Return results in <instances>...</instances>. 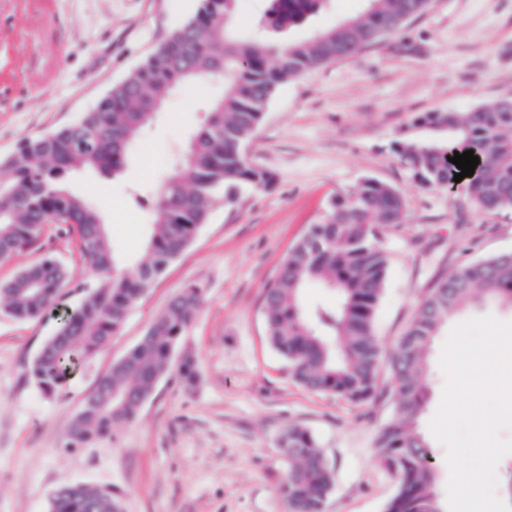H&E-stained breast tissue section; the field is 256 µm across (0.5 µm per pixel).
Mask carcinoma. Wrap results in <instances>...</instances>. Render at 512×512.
<instances>
[{
  "label": "carcinoma",
  "instance_id": "cac0c4a2",
  "mask_svg": "<svg viewBox=\"0 0 512 512\" xmlns=\"http://www.w3.org/2000/svg\"><path fill=\"white\" fill-rule=\"evenodd\" d=\"M238 2L202 0L193 19L78 122L26 140L3 164L0 260L39 243L47 219L56 216V234L76 239L83 265L95 275L91 284H76L85 292L83 301L60 316L30 364V379L46 395L108 345L127 310L189 247L217 201L270 186L271 175L248 164L243 149L274 90L398 32L430 0H367L360 14L295 42L274 36L305 24L330 0H265L256 22L265 34L262 44L233 28ZM215 77L224 79V95L210 101L203 124L151 193L133 196L134 203L152 208L155 220L137 271L123 274L103 215L68 182L76 173L119 174L133 141L169 94L189 80ZM424 123L446 129L447 136L398 145L400 161L416 180L428 188L448 187V152L473 145L481 158L477 174L464 182L469 205L491 215L512 212V96L463 112H431ZM403 208L397 188L370 180L336 198L266 289L269 343L304 388L359 405L378 399L383 349L374 336V319L388 270L379 237L400 224ZM310 280L333 292L334 304H304L302 291ZM71 281L70 269L48 256L1 283L0 299L14 318H36L56 309L60 289ZM202 295L196 285L184 288L138 344L99 378L73 420L68 447L89 446L134 419L170 370ZM498 306L512 307V253L460 265L437 280L399 339L390 359L393 418L376 441L378 463L396 481L384 512H444L428 444L418 429L430 390L426 357L448 319ZM279 452L287 464L281 492L288 512H324L334 478L315 437L290 425L281 433ZM50 512H123V507L110 488L72 485L55 492Z\"/></svg>",
  "mask_w": 512,
  "mask_h": 512
}]
</instances>
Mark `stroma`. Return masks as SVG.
<instances>
[{"instance_id": "35a3bbf8", "label": "stroma", "mask_w": 512, "mask_h": 512, "mask_svg": "<svg viewBox=\"0 0 512 512\" xmlns=\"http://www.w3.org/2000/svg\"><path fill=\"white\" fill-rule=\"evenodd\" d=\"M201 0H0V164L27 139L79 121L197 13ZM224 92L220 79L177 91L115 178L82 176L74 189L105 209L124 271L135 268L150 212L129 205L171 166ZM512 94V0H430L402 29L279 86L246 146L272 185L217 204L188 249L127 312L109 345L53 395L28 367L56 313L20 320L0 307V512H48L50 495L109 486L123 512H288L278 452L291 424L309 430L334 474L326 512H383L396 482L377 462L390 399L358 406L309 391L266 335L263 296L309 225L365 180L397 188L402 220L380 240L389 268L375 334L392 352L428 289L460 264L512 252V213L469 208L463 190L421 186L396 152L435 138L429 112H462ZM91 275L75 239L0 261V282L44 255ZM203 300L175 358L197 379L164 376L135 419L89 448L68 447L73 417L100 376L122 359L186 285Z\"/></svg>"}]
</instances>
